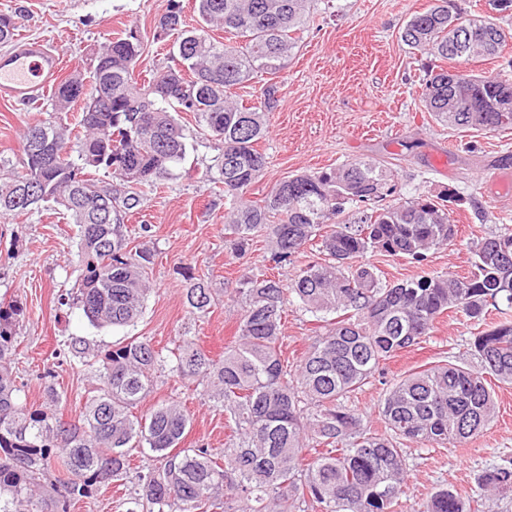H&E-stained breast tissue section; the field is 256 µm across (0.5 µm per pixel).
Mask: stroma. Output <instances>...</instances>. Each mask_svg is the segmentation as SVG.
Returning <instances> with one entry per match:
<instances>
[{"mask_svg": "<svg viewBox=\"0 0 512 512\" xmlns=\"http://www.w3.org/2000/svg\"><path fill=\"white\" fill-rule=\"evenodd\" d=\"M433 3L314 0L303 39L278 78L279 105L270 113L268 134L260 143L267 165L248 192L258 200L290 176L330 170L354 159H373L390 168L395 196L401 200L453 189L464 199L452 208L456 240L428 252L420 263L375 257L390 281L433 272L467 275L475 243L512 229V192L499 193L494 184L497 177H512V166L494 164L496 157L512 153V128L487 132L443 126L420 102L434 60L406 46L401 32L414 13ZM168 6L169 0H0V14L15 16L17 36L44 40L58 50L66 75L87 68L100 43L138 26L144 49L136 70L145 75L160 73L170 63L171 40L154 38ZM54 118L49 100L21 108L0 98V162H8L14 174H24V131ZM180 123L190 145L183 175L142 188L140 205L125 219L130 248L145 246L154 254L146 308L134 326L97 328L78 306L63 304V297L76 292L81 269L74 227L62 215L31 210L0 216V301L15 300L24 309L16 327L12 369L20 397L28 404L51 406L47 392L52 389L59 396V416L67 421L78 415L97 381L71 356L68 343L73 337L104 349L140 336L167 354L187 336L210 358H222L237 330L235 288L240 275L285 281L317 260V251L308 248L290 264L277 266L261 236L245 256L227 250L224 195L210 174L221 148L204 139L192 115L181 114ZM196 281L214 297L203 314L186 302V292ZM317 326L310 314L288 313L282 339L288 361L303 357ZM478 330L461 317L440 319L418 345L387 361L382 374L351 397L350 406L372 429H380L378 405L391 384L405 372L465 351ZM172 400L192 418L184 447L202 444L223 456L234 425L198 382L162 373L138 412L146 414ZM496 400V418L461 446L408 445L403 512H417L420 503L447 484L470 498L481 471L512 458V385H499Z\"/></svg>", "mask_w": 512, "mask_h": 512, "instance_id": "obj_1", "label": "stroma"}]
</instances>
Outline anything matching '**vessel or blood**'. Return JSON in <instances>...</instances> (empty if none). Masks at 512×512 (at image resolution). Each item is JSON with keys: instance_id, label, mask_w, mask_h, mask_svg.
Returning <instances> with one entry per match:
<instances>
[{"instance_id": "1", "label": "vessel or blood", "mask_w": 512, "mask_h": 512, "mask_svg": "<svg viewBox=\"0 0 512 512\" xmlns=\"http://www.w3.org/2000/svg\"><path fill=\"white\" fill-rule=\"evenodd\" d=\"M62 70V60L42 40L30 38L0 52V98L23 105L37 101Z\"/></svg>"}]
</instances>
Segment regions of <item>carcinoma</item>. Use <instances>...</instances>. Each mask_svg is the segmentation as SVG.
Masks as SVG:
<instances>
[{
  "instance_id": "cac0c4a2",
  "label": "carcinoma",
  "mask_w": 512,
  "mask_h": 512,
  "mask_svg": "<svg viewBox=\"0 0 512 512\" xmlns=\"http://www.w3.org/2000/svg\"><path fill=\"white\" fill-rule=\"evenodd\" d=\"M450 0H435L406 22L402 41L439 60L468 62L502 55L508 39L492 21L467 17ZM310 0H195L199 26L184 25L179 0H170L154 38L176 37L182 52L148 80L134 71L143 35L131 26L94 49L93 81L68 74L52 93L56 114L83 100L77 127L58 119L23 135L25 174L0 176V216L45 205L77 226L83 266L73 297L97 327L131 326L142 316L153 254L129 249L124 217L140 204L138 190L176 176L187 153L178 116L193 114L198 128L222 144L217 182L228 204L229 249L239 256L257 234L272 260L288 263L318 242L322 261L298 269L288 284L245 273L237 336L224 357L206 356L191 338L165 357L144 338L100 350L83 338L68 347L97 378L77 418L65 421L19 397L10 367L15 327L23 308L0 303V512H69L93 488L126 478L128 449L148 448L159 466L138 475L126 512H398L406 485L402 442L455 448L478 436L495 414L487 376L512 384V317L474 336L465 355L397 379L386 393L377 432L348 406L351 395L373 382L382 365L430 334L436 320L454 313L478 323L489 307L512 311V233L493 235L473 248L474 270L399 281L383 279L367 253L416 262L453 242L458 230L444 191L398 201L392 174L377 161L358 159L330 171L299 174L276 184L260 201L246 193L266 158L257 145L278 106V74L298 48ZM222 30L232 43L215 40ZM263 81L257 102L246 106L232 90ZM423 102L439 122L496 131L512 127V81L442 68L425 83ZM78 160L71 159V152ZM134 169L139 177L126 179ZM112 222L101 221L106 187ZM348 217L330 230L324 225ZM188 305L204 313L209 289H188ZM323 323L300 363L282 361L280 339L287 306ZM477 361L472 364L466 360ZM169 369L204 384L224 405L236 436L224 445V462L203 445L181 448L189 415L175 401L146 416L134 409ZM323 451L310 458L309 448ZM59 463L66 477L46 486L44 473ZM486 500L512 492V460L477 478ZM420 512H475L471 500L443 487Z\"/></svg>"
}]
</instances>
